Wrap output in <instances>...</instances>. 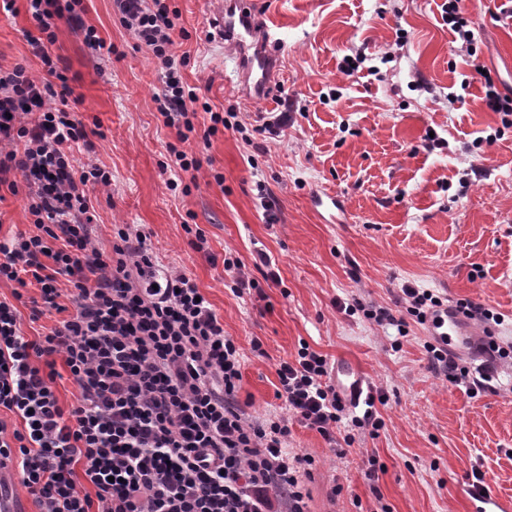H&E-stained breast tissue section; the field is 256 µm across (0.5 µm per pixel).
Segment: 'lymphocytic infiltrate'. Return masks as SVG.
Returning a JSON list of instances; mask_svg holds the SVG:
<instances>
[{"instance_id": "1", "label": "lymphocytic infiltrate", "mask_w": 512, "mask_h": 512, "mask_svg": "<svg viewBox=\"0 0 512 512\" xmlns=\"http://www.w3.org/2000/svg\"><path fill=\"white\" fill-rule=\"evenodd\" d=\"M36 31L27 41L45 70L18 64L0 69V185H25L33 231L0 239V280L17 283L0 298V465L10 466L39 512H310L306 481L313 458L294 452L293 424L336 443L341 428L379 430L375 411L350 416L331 384L325 355L301 345L277 370L286 415L250 420L236 393L242 355L194 278L159 263L150 236L116 225L111 252L95 247L88 190L111 187L94 160L76 163L73 144L91 132L70 111L73 94L53 52V20L69 13L96 57L106 45L77 11L78 0H27ZM121 25L144 46L163 75L155 98L177 141L168 153L175 173H195L201 160L188 149L200 102L184 82L187 33L168 0H113ZM18 173L20 182L8 181ZM39 287L33 315L60 310L66 279L71 310L41 337L21 329L16 301L27 279ZM405 316L354 300L360 313L408 334L407 317L424 324L456 308L465 318L498 322L499 314L470 300L447 306L425 288L402 290ZM478 367L463 365L445 342L427 343L432 369L470 395L489 391L499 366L512 357L494 336L481 343ZM62 357L77 395L62 407L52 388Z\"/></svg>"}]
</instances>
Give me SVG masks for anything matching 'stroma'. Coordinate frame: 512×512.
<instances>
[{
	"label": "stroma",
	"instance_id": "stroma-1",
	"mask_svg": "<svg viewBox=\"0 0 512 512\" xmlns=\"http://www.w3.org/2000/svg\"><path fill=\"white\" fill-rule=\"evenodd\" d=\"M81 2L110 58L90 56L64 16L54 20L55 51L77 112L100 130L90 157L112 174L111 191L89 192L95 246L111 251L114 225L135 224L163 265L195 278L243 355L237 398L249 418L284 413L276 370L304 343L330 363L350 360L386 396L377 436L356 433L343 456L316 430L294 425L291 448L315 460L311 512H377L382 504L473 512L467 476L475 467L493 495L512 500V390L504 386L512 368L500 369L501 388L469 397L432 371L429 325L410 323L400 339L344 311L356 298L395 307L411 283L486 304L504 318L496 337L512 343V126L487 108L478 73L490 69L498 90L512 91V20L498 17L505 0H484L473 14L471 57L442 18L445 0H253L259 19L285 38L278 55L288 123L251 145L225 129L206 142L210 120L199 114L191 147L202 167L176 191L161 168L175 132L156 111L162 82L149 52L121 26L112 0ZM171 4L189 33L183 75L200 98L217 112L267 116L273 96L246 102L230 79L235 50L205 39L216 0ZM15 9L0 14V67L40 73L24 36L26 0ZM358 51L363 63L343 75L344 57ZM316 188L339 196L344 211L314 207ZM188 224L203 230L206 250L192 248ZM259 250L278 280L254 269L262 296H236L224 257L251 265ZM372 457L380 469L370 480Z\"/></svg>",
	"mask_w": 512,
	"mask_h": 512
}]
</instances>
